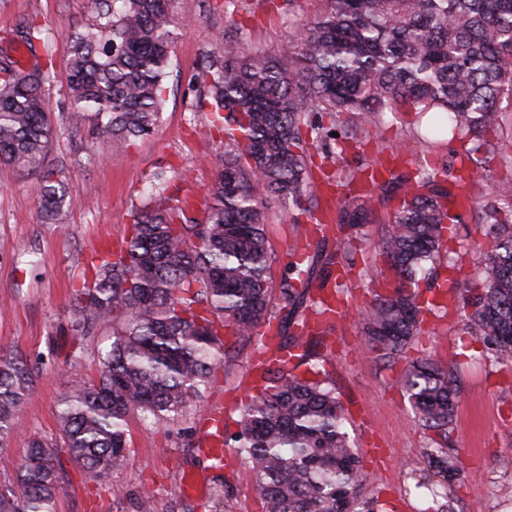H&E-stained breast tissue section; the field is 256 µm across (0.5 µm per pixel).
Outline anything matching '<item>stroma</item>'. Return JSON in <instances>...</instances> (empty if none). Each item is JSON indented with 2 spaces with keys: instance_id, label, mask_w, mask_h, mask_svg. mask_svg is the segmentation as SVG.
Wrapping results in <instances>:
<instances>
[{
  "instance_id": "obj_1",
  "label": "stroma",
  "mask_w": 512,
  "mask_h": 512,
  "mask_svg": "<svg viewBox=\"0 0 512 512\" xmlns=\"http://www.w3.org/2000/svg\"><path fill=\"white\" fill-rule=\"evenodd\" d=\"M171 10L177 38L160 122L151 135L116 155L106 140L67 120L63 44L76 24L94 18L95 0H0V51H12V34L22 22L36 19L42 29L44 40L37 43L36 54L39 61L53 63L46 96L56 134L48 161L65 177L69 192L64 220L54 224L34 193L35 175L0 166V352H20L39 370L17 423V438L0 447L2 486L13 484L30 437L59 442L61 394L72 380L95 377L97 352L112 342L107 323L97 325L83 345L72 342L71 291L93 250L103 240L128 235L130 212L154 184L156 173H163L168 194L192 198L194 216L203 213L215 171L224 161V140L210 134L205 112L192 111L190 102L203 87L201 63L215 36L233 31L235 21L249 10L255 14L248 34L253 46L274 54L288 39V0H245L235 9L218 6L217 0H172ZM375 216L376 223L365 225L361 236L345 246L352 271L342 296L350 314L318 337L316 349L333 365L349 432L370 475L368 493L382 495L395 512H427L433 498L427 490L415 489L412 475L423 466L429 434L412 421L398 386L404 364L384 367L359 352L360 310L372 283L387 268L377 247L385 230V206H377ZM267 238L274 257L271 274L277 280L294 241L283 207L271 213ZM452 349L459 354L460 390L452 445L471 473L452 489L456 512H512V469L500 464L512 458V372L483 360L481 339L468 334L454 315L427 320L408 355L444 362ZM251 361V352L245 351L232 364L221 365L202 394L201 411H188L179 423L164 427L142 413H130L129 453L109 480L65 463L55 512H136L139 500L148 495L156 512H170L188 472L202 482L200 501L222 487L220 512H262L255 482L238 455L228 456L220 473L199 462L205 413L222 412L225 428H234L250 395ZM116 487L121 495H113Z\"/></svg>"
}]
</instances>
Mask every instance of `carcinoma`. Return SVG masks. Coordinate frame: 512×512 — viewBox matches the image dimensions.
Masks as SVG:
<instances>
[{
	"instance_id": "1",
	"label": "carcinoma",
	"mask_w": 512,
	"mask_h": 512,
	"mask_svg": "<svg viewBox=\"0 0 512 512\" xmlns=\"http://www.w3.org/2000/svg\"><path fill=\"white\" fill-rule=\"evenodd\" d=\"M171 0H96L94 19L75 27L64 47L69 120L93 127L115 152L149 136L160 119L176 39ZM292 33L279 55L253 47L244 32L235 43L216 37L206 56L204 97L209 122L224 134V164L215 173L203 217L184 201L148 193L132 214L130 236L114 251L104 246L75 289L73 343L80 346L102 321H112V344L99 356L96 377L79 380L59 402L61 451L32 438L18 468L17 489L0 491V512H53L63 458L107 478L126 458V418L134 410L173 424L217 368L243 351L266 348L269 330L279 359L242 406L224 446L236 449L253 474L263 512H386L364 495L370 483L336 396L328 359L304 339L317 297L341 250L326 249L327 231L313 252L291 250L284 278L274 285L265 227L273 202L288 205L300 239L322 224V187H341L336 226L349 235L374 221L373 201L394 202L379 249L395 285L375 291L361 310L360 352L384 365L398 360L432 308L419 282L445 261L459 265L448 240L468 209L482 225L484 249L460 289L456 311L479 337L484 358L512 368V174L490 194L459 193L492 164L512 170V138L503 140L512 112V0H317L313 14L288 19ZM41 30L26 22L15 40L33 46ZM49 73L26 70L0 56V165L38 176L34 191L47 217L61 221L66 192L47 162L54 128L46 106ZM409 116L407 142L432 152L445 140L461 144L467 176L448 168L368 169L356 165L338 178L337 156L325 148L313 174L314 143L340 125L343 143L379 135L387 118ZM330 126H325L323 118ZM278 293V306L271 304ZM448 364L417 357L399 380L414 421L430 432L426 466L415 487L470 478L454 431L458 391ZM305 371H298L299 367ZM37 373L17 352L0 355V447Z\"/></svg>"
}]
</instances>
